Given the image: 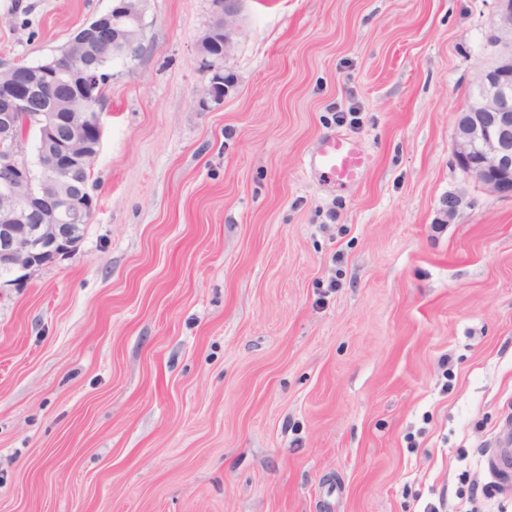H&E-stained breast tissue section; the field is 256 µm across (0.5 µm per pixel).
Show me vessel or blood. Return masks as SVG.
<instances>
[{"label":"vessel or blood","mask_w":512,"mask_h":512,"mask_svg":"<svg viewBox=\"0 0 512 512\" xmlns=\"http://www.w3.org/2000/svg\"><path fill=\"white\" fill-rule=\"evenodd\" d=\"M371 164L361 142L349 135L330 133L322 137L318 151L308 160L310 171L339 190L358 186ZM491 458L497 470L512 471V434L499 433Z\"/></svg>","instance_id":"vessel-or-blood-1"}]
</instances>
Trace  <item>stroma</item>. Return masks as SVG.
Returning a JSON list of instances; mask_svg holds the SVG:
<instances>
[{
	"label": "stroma",
	"instance_id": "35a3bbf8",
	"mask_svg": "<svg viewBox=\"0 0 512 512\" xmlns=\"http://www.w3.org/2000/svg\"><path fill=\"white\" fill-rule=\"evenodd\" d=\"M110 4L0 0V64ZM215 16L146 0L78 254L0 291V512H458L512 424V197L453 158L495 2L242 0L205 112ZM214 4L217 8V12L221 14V20L223 22V28L220 30L219 28L213 26L212 24H218L220 22L217 17L212 24H209L206 29L203 31L200 36L198 43L200 47L201 53V62L205 59L202 54L203 46L205 44L211 43L214 41L222 40L224 43V62L226 59L233 53L236 46L238 45L239 39L243 34L242 27L240 24V13H241V1L240 0H214ZM224 35V36H223ZM206 63L208 66V62L212 63V67L206 69L209 74L215 75L219 73H224V96H226L232 88V81L227 80L225 77L224 65H219V60L210 56V58H206ZM212 98H218L219 101L224 100V96H217L214 92V89L211 91ZM370 164L371 157L361 142L342 133L323 136L320 148L308 160L310 171L338 190L358 186Z\"/></svg>",
	"mask_w": 512,
	"mask_h": 512
}]
</instances>
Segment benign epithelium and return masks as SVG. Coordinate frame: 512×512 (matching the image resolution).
I'll return each mask as SVG.
<instances>
[{"label":"benign epithelium","mask_w":512,"mask_h":512,"mask_svg":"<svg viewBox=\"0 0 512 512\" xmlns=\"http://www.w3.org/2000/svg\"><path fill=\"white\" fill-rule=\"evenodd\" d=\"M223 28L208 25L199 46L223 41L229 57L243 34L241 0H214ZM496 12L488 42L501 47L493 61L478 71V94L457 112L454 127L456 166L483 189L512 196V0H495ZM79 49L66 45L60 67L39 71L48 105L35 118L41 144L39 167L45 174L35 184L27 138L16 132V111L28 103L21 90L33 85V71L6 68L9 80L0 85V289L33 278L50 265L73 258L86 224L97 209L88 185L69 190L73 169L97 156L102 144L100 116L81 110L83 78L95 67L97 53L130 52L143 37L142 12L130 0H115L106 13L82 26Z\"/></svg>","instance_id":"1"}]
</instances>
